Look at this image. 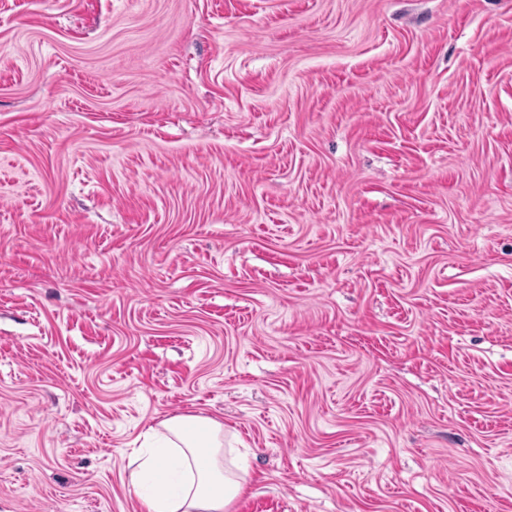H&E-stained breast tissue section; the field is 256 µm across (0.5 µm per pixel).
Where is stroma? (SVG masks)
Returning <instances> with one entry per match:
<instances>
[{"label": "stroma", "instance_id": "35a3bbf8", "mask_svg": "<svg viewBox=\"0 0 512 512\" xmlns=\"http://www.w3.org/2000/svg\"><path fill=\"white\" fill-rule=\"evenodd\" d=\"M512 512V0H0V512ZM202 433L203 435H200ZM152 443L129 463L130 485L139 492L162 481L159 492L139 493L145 512H227L248 477L244 461L227 458L224 425L183 415L147 431ZM173 464L171 473L165 462Z\"/></svg>", "mask_w": 512, "mask_h": 512}]
</instances>
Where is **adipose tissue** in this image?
<instances>
[{
    "label": "adipose tissue",
    "mask_w": 512,
    "mask_h": 512,
    "mask_svg": "<svg viewBox=\"0 0 512 512\" xmlns=\"http://www.w3.org/2000/svg\"><path fill=\"white\" fill-rule=\"evenodd\" d=\"M149 448L133 460L129 483L145 512H227L243 491L248 468L228 458L224 425L183 415L150 428Z\"/></svg>",
    "instance_id": "obj_1"
}]
</instances>
